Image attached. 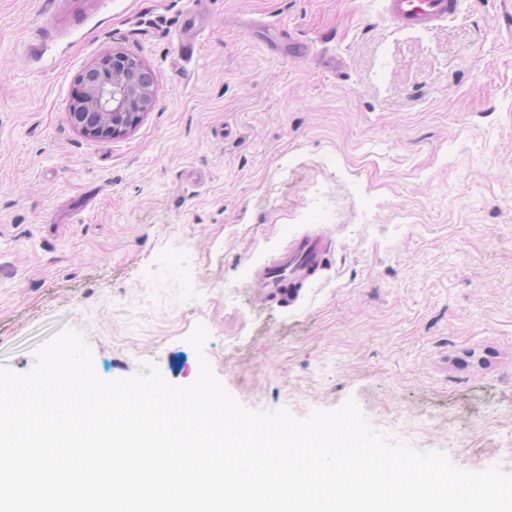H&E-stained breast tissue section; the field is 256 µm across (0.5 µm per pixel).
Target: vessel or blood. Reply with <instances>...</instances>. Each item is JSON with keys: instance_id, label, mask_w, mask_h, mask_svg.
<instances>
[{"instance_id": "vessel-or-blood-1", "label": "vessel or blood", "mask_w": 512, "mask_h": 512, "mask_svg": "<svg viewBox=\"0 0 512 512\" xmlns=\"http://www.w3.org/2000/svg\"><path fill=\"white\" fill-rule=\"evenodd\" d=\"M384 11L396 28L428 29L453 18L460 0H383ZM332 241L322 234H305L256 274L254 285L264 302L295 304L309 287L317 268L331 251Z\"/></svg>"}]
</instances>
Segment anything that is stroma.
I'll list each match as a JSON object with an SVG mask.
<instances>
[{"label": "stroma", "instance_id": "35a3bbf8", "mask_svg": "<svg viewBox=\"0 0 512 512\" xmlns=\"http://www.w3.org/2000/svg\"><path fill=\"white\" fill-rule=\"evenodd\" d=\"M74 2L0 0V363L28 371L64 327L105 379L152 360L187 385L203 354L248 408L352 398L512 471V0L403 30L381 0ZM117 51L157 74L154 107L84 137L77 78ZM319 230L315 286L261 303L254 271Z\"/></svg>", "mask_w": 512, "mask_h": 512}]
</instances>
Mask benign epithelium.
<instances>
[{
  "label": "benign epithelium",
  "mask_w": 512,
  "mask_h": 512,
  "mask_svg": "<svg viewBox=\"0 0 512 512\" xmlns=\"http://www.w3.org/2000/svg\"><path fill=\"white\" fill-rule=\"evenodd\" d=\"M158 84L155 72L139 58L120 52L104 55L78 76L68 121L90 138L127 134L152 109Z\"/></svg>",
  "instance_id": "obj_1"
}]
</instances>
